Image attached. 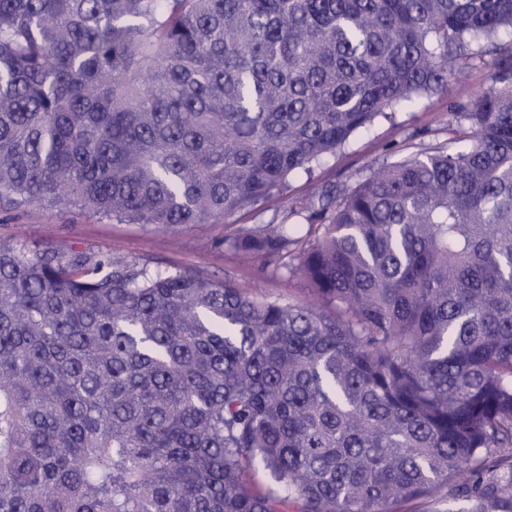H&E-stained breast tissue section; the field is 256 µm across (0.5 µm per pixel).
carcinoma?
<instances>
[{"label": "carcinoma", "instance_id": "obj_1", "mask_svg": "<svg viewBox=\"0 0 512 512\" xmlns=\"http://www.w3.org/2000/svg\"><path fill=\"white\" fill-rule=\"evenodd\" d=\"M469 68L447 147L229 241L310 301L0 242V512H512V0H0V205L162 230ZM489 84L483 69H469L462 72L449 88V96L459 102H468L480 89Z\"/></svg>", "mask_w": 512, "mask_h": 512}]
</instances>
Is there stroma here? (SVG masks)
<instances>
[{
	"instance_id": "obj_1",
	"label": "stroma",
	"mask_w": 512,
	"mask_h": 512,
	"mask_svg": "<svg viewBox=\"0 0 512 512\" xmlns=\"http://www.w3.org/2000/svg\"><path fill=\"white\" fill-rule=\"evenodd\" d=\"M489 83L483 69L462 72L448 94H433L399 110L394 120H375L354 133L336 154L325 157L313 177L290 178L281 198L238 212L229 222L182 224L165 230L150 224L105 219L80 209L0 208V241H18L34 251L108 253L154 270H190L197 275L230 281L242 292L268 300L305 299L306 280L291 274L294 256L274 261L264 255L229 247L228 239L258 224L297 225L300 237L315 239L305 220L311 184L344 193L370 168L448 142V103L468 102Z\"/></svg>"
}]
</instances>
